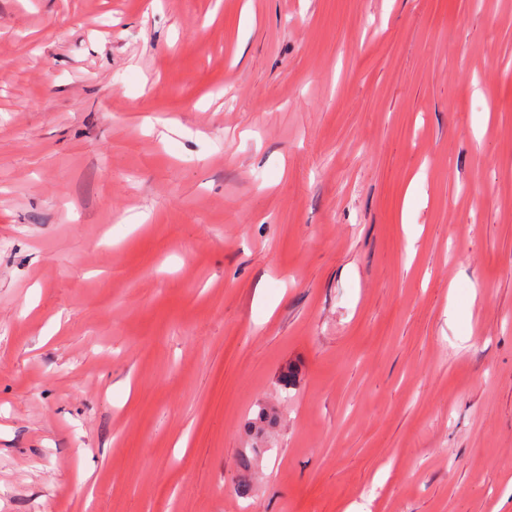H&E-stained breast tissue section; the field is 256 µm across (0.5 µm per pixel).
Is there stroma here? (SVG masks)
Listing matches in <instances>:
<instances>
[{
  "mask_svg": "<svg viewBox=\"0 0 512 512\" xmlns=\"http://www.w3.org/2000/svg\"><path fill=\"white\" fill-rule=\"evenodd\" d=\"M511 66L512 0H0V512H512Z\"/></svg>",
  "mask_w": 512,
  "mask_h": 512,
  "instance_id": "stroma-1",
  "label": "stroma"
}]
</instances>
